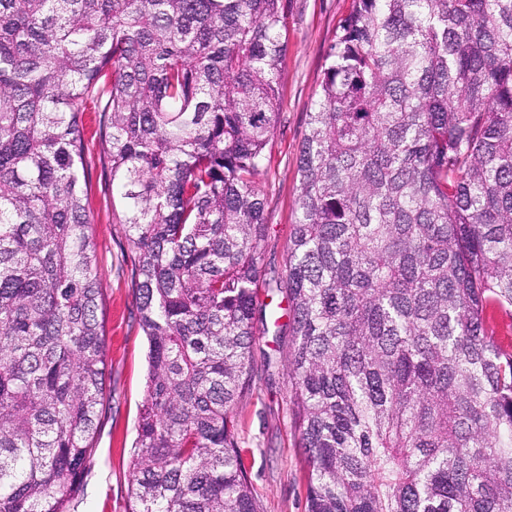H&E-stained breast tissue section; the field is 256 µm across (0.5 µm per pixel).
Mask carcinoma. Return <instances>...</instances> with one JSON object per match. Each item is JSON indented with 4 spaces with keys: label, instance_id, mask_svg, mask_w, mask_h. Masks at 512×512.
<instances>
[{
    "label": "carcinoma",
    "instance_id": "carcinoma-1",
    "mask_svg": "<svg viewBox=\"0 0 512 512\" xmlns=\"http://www.w3.org/2000/svg\"><path fill=\"white\" fill-rule=\"evenodd\" d=\"M287 0H0V512H68L107 343L83 116L149 342L129 512H263L253 391ZM308 512H512V0H354L300 148Z\"/></svg>",
    "mask_w": 512,
    "mask_h": 512
}]
</instances>
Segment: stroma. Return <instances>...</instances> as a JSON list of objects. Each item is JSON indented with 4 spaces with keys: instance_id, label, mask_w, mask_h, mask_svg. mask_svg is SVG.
<instances>
[{
    "instance_id": "1",
    "label": "stroma",
    "mask_w": 512,
    "mask_h": 512,
    "mask_svg": "<svg viewBox=\"0 0 512 512\" xmlns=\"http://www.w3.org/2000/svg\"><path fill=\"white\" fill-rule=\"evenodd\" d=\"M353 0H288V52L281 63L279 117L258 177L268 226L261 264L283 274L298 217L299 149L316 98L325 53ZM90 218L106 321V396L99 407L97 443L71 512H126L132 446L146 396V339L128 281L132 247L113 223L112 185L101 166L91 169ZM289 335L268 327L253 346V393L234 413L245 467L264 512H307L305 455L289 404L285 359Z\"/></svg>"
}]
</instances>
